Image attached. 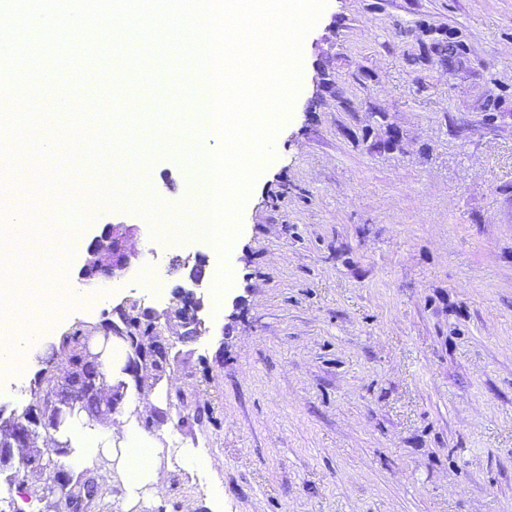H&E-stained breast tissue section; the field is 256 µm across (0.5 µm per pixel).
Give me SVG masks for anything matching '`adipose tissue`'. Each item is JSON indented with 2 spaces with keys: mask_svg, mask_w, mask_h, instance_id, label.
<instances>
[{
  "mask_svg": "<svg viewBox=\"0 0 512 512\" xmlns=\"http://www.w3.org/2000/svg\"><path fill=\"white\" fill-rule=\"evenodd\" d=\"M70 438L72 450L66 458L73 474H80L99 458L110 461L109 468L100 470L101 481L120 480L130 498L140 493L159 496L164 478L156 459L154 440L133 422L119 419L93 427L74 420Z\"/></svg>",
  "mask_w": 512,
  "mask_h": 512,
  "instance_id": "adipose-tissue-1",
  "label": "adipose tissue"
}]
</instances>
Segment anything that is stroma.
Listing matches in <instances>:
<instances>
[{
  "instance_id": "35a3bbf8",
  "label": "stroma",
  "mask_w": 512,
  "mask_h": 512,
  "mask_svg": "<svg viewBox=\"0 0 512 512\" xmlns=\"http://www.w3.org/2000/svg\"><path fill=\"white\" fill-rule=\"evenodd\" d=\"M304 82L256 177L228 257L224 312L200 287L202 333L172 308L176 257L148 207L202 191L171 140L132 206L97 205L73 245L42 355L116 306L153 311L171 345L163 497L121 483L87 512H512V0H328L302 43ZM126 104L154 139L177 82ZM139 225L142 257L97 296L78 271L104 225ZM205 419H197V412ZM204 465L189 472L183 449ZM29 474L0 512H55Z\"/></svg>"
}]
</instances>
